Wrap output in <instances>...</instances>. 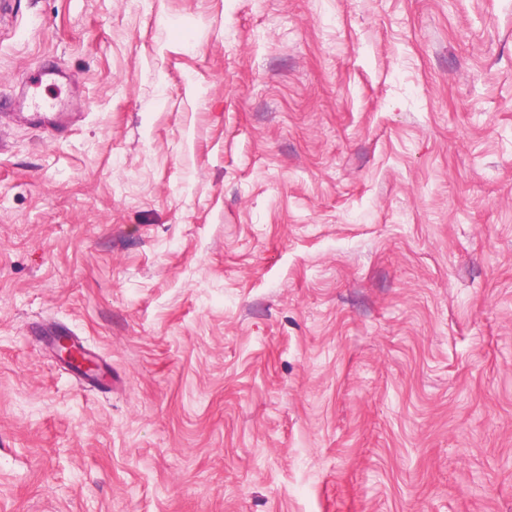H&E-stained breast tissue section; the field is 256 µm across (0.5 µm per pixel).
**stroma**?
<instances>
[{
	"label": "stroma",
	"mask_w": 512,
	"mask_h": 512,
	"mask_svg": "<svg viewBox=\"0 0 512 512\" xmlns=\"http://www.w3.org/2000/svg\"><path fill=\"white\" fill-rule=\"evenodd\" d=\"M2 109L0 512H512V0H0Z\"/></svg>",
	"instance_id": "stroma-1"
}]
</instances>
